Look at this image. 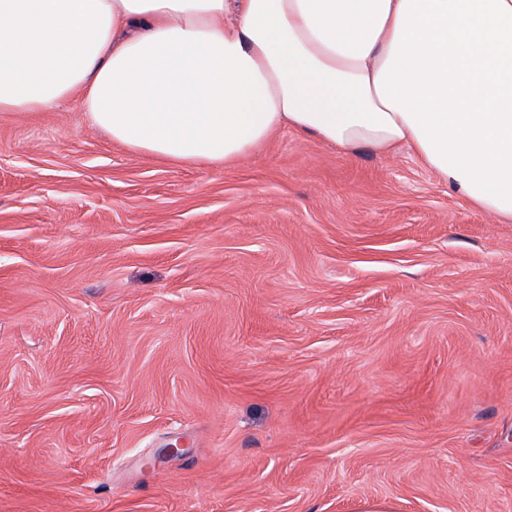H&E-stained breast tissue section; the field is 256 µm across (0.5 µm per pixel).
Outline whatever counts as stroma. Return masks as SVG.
Returning <instances> with one entry per match:
<instances>
[{"instance_id": "1", "label": "stroma", "mask_w": 512, "mask_h": 512, "mask_svg": "<svg viewBox=\"0 0 512 512\" xmlns=\"http://www.w3.org/2000/svg\"><path fill=\"white\" fill-rule=\"evenodd\" d=\"M385 501L512 512V223L404 147L0 112V512Z\"/></svg>"}]
</instances>
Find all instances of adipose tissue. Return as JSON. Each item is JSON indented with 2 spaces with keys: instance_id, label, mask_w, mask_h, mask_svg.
I'll return each instance as SVG.
<instances>
[{
  "instance_id": "obj_1",
  "label": "adipose tissue",
  "mask_w": 512,
  "mask_h": 512,
  "mask_svg": "<svg viewBox=\"0 0 512 512\" xmlns=\"http://www.w3.org/2000/svg\"><path fill=\"white\" fill-rule=\"evenodd\" d=\"M76 95L113 142L181 165L282 127L405 146L512 221V0H0V112Z\"/></svg>"
}]
</instances>
